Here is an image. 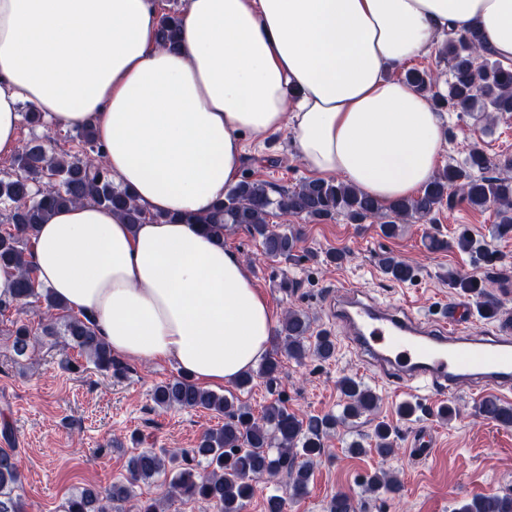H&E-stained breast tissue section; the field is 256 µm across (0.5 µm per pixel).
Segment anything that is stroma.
Wrapping results in <instances>:
<instances>
[{
  "label": "stroma",
  "instance_id": "35a3bbf8",
  "mask_svg": "<svg viewBox=\"0 0 512 512\" xmlns=\"http://www.w3.org/2000/svg\"><path fill=\"white\" fill-rule=\"evenodd\" d=\"M446 147L438 167L458 164L472 148L497 161L496 176L512 178V116L486 124L481 114L465 115L440 110ZM242 177L272 186L294 187L309 173L302 164L290 132L264 141H247ZM302 231L291 260L261 258L258 239L236 228L224 238L225 249L249 259L251 282L277 317L288 309L309 314L313 331L335 335V358L323 361L307 356L302 361L282 359L276 384L254 378L244 390L227 384L254 413L274 399H283L290 411L309 416L340 413L342 377L352 376L378 395L375 412L348 420L323 438L324 455L314 466L308 492L288 501L286 512H327L337 491L349 492L357 512H452L453 507L489 492L512 490V428L484 421L477 415L482 394L468 387L437 400L414 391H395L392 385L351 348L348 336L333 320L328 295L339 287L362 290L382 303L405 306L410 312L433 315L441 307L463 301L470 309V325L491 326L476 295L458 288L461 279L476 280L499 303L501 314L512 316V230L500 232L494 207L475 209L467 204L441 208L432 219L402 221L393 236L378 225L354 224L338 216L321 222L296 219ZM469 233L497 257L487 265L477 254L459 250L456 240ZM342 252L331 262L330 252ZM391 256L411 265L413 280L400 282L385 273L381 260ZM42 308L23 305L0 314V428L9 427L11 446L23 475L20 493L26 512H63L66 500L89 486H105L126 473L134 449H189L201 434L220 424V415L206 410L159 409L152 400L156 384L177 378L166 361L128 362L125 375L98 370L63 338L43 337L38 359L15 357L10 348L14 321L39 326ZM415 412L403 418L402 404ZM456 407L452 419L439 415L442 404ZM396 430L395 452L387 458L376 453L353 456L350 442L373 443L378 421ZM428 431L433 448L416 457L410 442L416 431ZM120 447H113V440ZM384 472L397 477L399 496L366 491L367 476Z\"/></svg>",
  "mask_w": 512,
  "mask_h": 512
}]
</instances>
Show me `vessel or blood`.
Here are the masks:
<instances>
[{
    "mask_svg": "<svg viewBox=\"0 0 512 512\" xmlns=\"http://www.w3.org/2000/svg\"><path fill=\"white\" fill-rule=\"evenodd\" d=\"M464 306L429 320L353 289L336 294L335 316L352 345L397 389L447 394L469 384L483 393L512 391V326L469 329Z\"/></svg>",
    "mask_w": 512,
    "mask_h": 512,
    "instance_id": "1",
    "label": "vessel or blood"
}]
</instances>
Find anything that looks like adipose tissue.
I'll use <instances>...</instances> for the list:
<instances>
[{"label": "adipose tissue", "instance_id": "obj_1", "mask_svg": "<svg viewBox=\"0 0 512 512\" xmlns=\"http://www.w3.org/2000/svg\"><path fill=\"white\" fill-rule=\"evenodd\" d=\"M161 17L160 0H0V152L27 102L93 128L148 211L203 214L238 181L244 136L288 130L314 177L387 206L416 196L445 146L427 98L387 70L473 25L512 60V0H189L175 51ZM30 261L114 355L218 387L270 348L267 300L199 225L84 203L38 227Z\"/></svg>", "mask_w": 512, "mask_h": 512}]
</instances>
